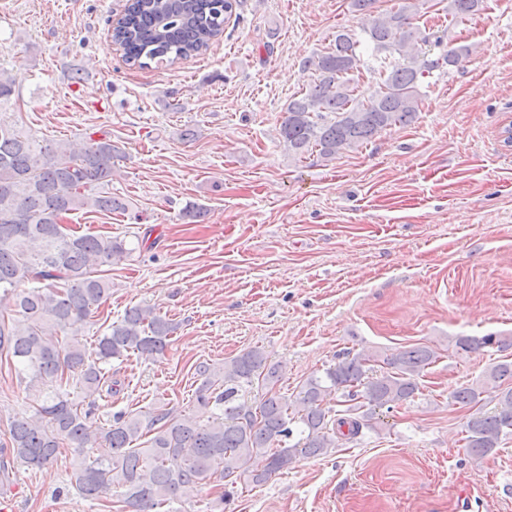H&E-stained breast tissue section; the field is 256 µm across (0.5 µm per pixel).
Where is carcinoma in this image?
<instances>
[{"instance_id": "1", "label": "carcinoma", "mask_w": 512, "mask_h": 512, "mask_svg": "<svg viewBox=\"0 0 512 512\" xmlns=\"http://www.w3.org/2000/svg\"><path fill=\"white\" fill-rule=\"evenodd\" d=\"M375 0H351L368 16L362 33L336 31L329 51L306 57L313 82L289 101L279 142L300 158L317 149L325 159L362 145L379 131L408 125L419 112L420 87L433 72L456 67L470 55L461 45L446 47L444 36L429 40L414 23L416 4L374 14ZM236 0H131L113 41L127 62L141 68L196 56L221 35ZM484 0H446L451 23L483 10ZM372 46L393 60L378 70L377 89L360 99L352 72L360 68L358 48ZM441 49L432 59L426 47ZM17 76L0 71V104L17 90ZM119 148L108 135L90 132L74 154L63 142L39 140L0 122V356L17 365L32 393V412L10 422L12 462L40 470L68 443L79 456L75 487L93 500L121 488V512H162V508L211 482L224 483L219 502L236 493L238 480L262 486L293 463L328 454L341 439L369 427L376 411L391 409L419 393L418 378L439 353L411 347L382 357L359 352L309 377L292 398L281 391L279 366L252 348L214 369L196 366L203 378L196 403L210 413L199 423L172 409L120 411L111 424L93 421V407L71 399L70 380L87 390L112 389L107 366L131 354L145 357L167 350L173 327L149 307L134 306L88 342L81 330L92 310L111 292L98 266L126 257V242L110 235L64 229L63 218L81 209L127 210L118 196L103 191ZM66 336L63 343L55 341ZM453 351L487 348L506 352L512 335L455 336ZM499 390L494 410H482L487 387ZM451 399L468 408L466 452L483 458L512 435V360L490 366L482 378L457 387ZM344 410L339 411L337 407ZM153 433L147 441L144 435Z\"/></svg>"}]
</instances>
